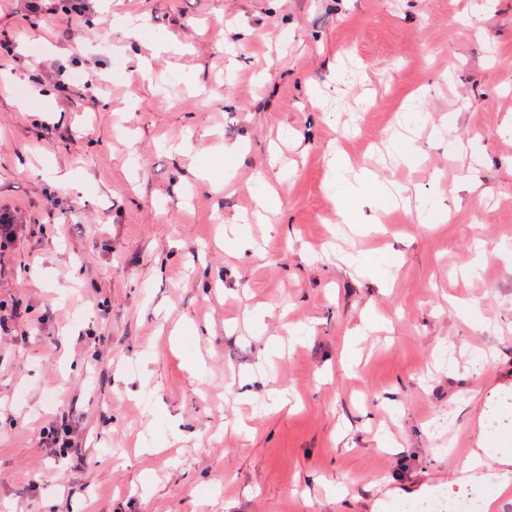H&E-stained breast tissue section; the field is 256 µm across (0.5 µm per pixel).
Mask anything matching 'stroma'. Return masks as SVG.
<instances>
[{
    "label": "stroma",
    "instance_id": "stroma-1",
    "mask_svg": "<svg viewBox=\"0 0 512 512\" xmlns=\"http://www.w3.org/2000/svg\"><path fill=\"white\" fill-rule=\"evenodd\" d=\"M83 5L0 0V512H388L512 448V0ZM337 140L424 215L335 223ZM42 439L44 444L53 448V452L56 456L59 454V456L63 455L66 458H76V461L78 462L83 461L84 456L81 453V448H77V445L73 440V428L71 422L62 425L61 429H49L47 433L43 430Z\"/></svg>",
    "mask_w": 512,
    "mask_h": 512
}]
</instances>
